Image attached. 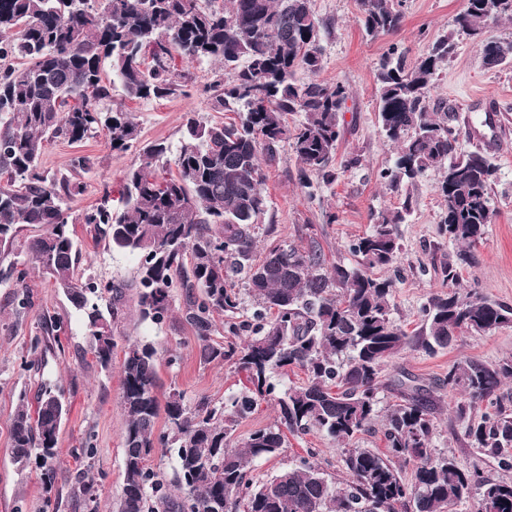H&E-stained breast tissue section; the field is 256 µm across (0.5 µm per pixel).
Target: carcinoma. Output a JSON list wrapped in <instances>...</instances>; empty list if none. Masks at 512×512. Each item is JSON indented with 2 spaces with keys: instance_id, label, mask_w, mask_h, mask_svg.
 <instances>
[{
  "instance_id": "obj_1",
  "label": "carcinoma",
  "mask_w": 512,
  "mask_h": 512,
  "mask_svg": "<svg viewBox=\"0 0 512 512\" xmlns=\"http://www.w3.org/2000/svg\"><path fill=\"white\" fill-rule=\"evenodd\" d=\"M357 4L368 35L400 28L403 0ZM503 20H512V0H467L454 30L424 57L409 65L393 46L379 64L380 128L398 150L380 177L396 189L437 172L441 233L458 245L440 262L443 290L428 299L423 325L410 336L391 318L397 278L383 275L399 259L402 212L373 214L369 231L348 244L353 266L329 262L312 236L303 248L273 240L257 251L256 225L267 210L264 169L279 162L284 147L296 157L303 187H311L312 172L334 177L347 91L320 78L327 25L312 0H0V264L13 276V301L29 306V271H41L80 314L91 353L108 369L117 346L112 325L125 315L128 288L139 321L160 324L179 284L201 359L228 361L253 381L224 404L191 407L176 390L162 402L156 348L126 339L118 512H457L472 497L473 512H512V480L483 479L432 446L441 403L434 390L459 391L464 398L453 413L467 422L470 447L512 469V401L498 395L512 378V356L496 363L460 358L436 387L405 373L381 383L383 367L406 350L431 356L467 334L512 326V305L460 285L472 247L495 219L497 167L463 147L455 113L430 111L435 77L457 38L480 46ZM179 58L219 66L210 110L234 117L212 123L188 114L173 153L163 142L142 143L134 114L107 101L117 89L131 100L185 92L190 77ZM100 130L116 150L138 148L137 162L121 180V208L112 207L108 190L73 218L67 201L79 186L39 159L50 139L78 143ZM79 224L95 243L137 260L133 283L77 277ZM238 276L252 299L249 321L237 317ZM215 313L225 315V333L245 331L246 341L215 342ZM294 369L305 379L276 398L275 421L236 437L237 422ZM382 388L394 397L386 407ZM67 412L61 387L48 380L33 404L20 393L13 413V459L35 461L48 485ZM313 431L341 447L344 480L330 478L312 449L272 478L254 479L256 463L281 456L288 436ZM370 432L381 434L384 449L359 443ZM158 454L174 460L172 476L151 465ZM408 465L409 480L402 473Z\"/></svg>"
}]
</instances>
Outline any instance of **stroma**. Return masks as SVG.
Instances as JSON below:
<instances>
[{
	"label": "stroma",
	"instance_id": "35a3bbf8",
	"mask_svg": "<svg viewBox=\"0 0 512 512\" xmlns=\"http://www.w3.org/2000/svg\"><path fill=\"white\" fill-rule=\"evenodd\" d=\"M465 3L466 0H406L401 27L396 32L371 37L362 26L357 0H313L316 15L329 25L322 39L320 76L343 84L348 94L339 117L336 177L330 182L314 179L312 193H305L299 182L298 162L288 148L282 151L276 166L264 171L263 189L268 202L264 226L274 227L277 240L298 246L306 245L309 237H316L328 258L347 264L354 261L347 243L369 229L373 213L405 211V220L398 226L402 250L391 316L410 333L421 325L423 305L440 291L436 268L455 245L439 233L445 202L436 191L434 173L394 191L379 177L384 168L393 166L396 150L380 131L376 73L389 45L406 49L412 61L423 55L432 40L452 31L453 19L463 11ZM184 69L191 76L188 94L149 101H131L115 94V103L134 113L143 141L177 147L189 112L223 121V113L211 111L202 93L214 79L212 66L188 63ZM431 105L455 112L461 143L467 149L486 153L498 168L491 192L496 218L474 246L475 261L463 268L461 284L512 304V65L486 68L474 40L460 37L455 56L435 82ZM77 154L89 156L94 167L76 177L81 190L69 202L75 215L97 204L104 188H117L123 172L137 160L136 149H112L108 134L103 131L78 144L57 141L47 145L40 165L49 172L66 174L71 158ZM352 158L357 164L351 168L347 162ZM329 211L336 213V223H327L325 214ZM81 248V275L104 284L134 277L133 258L94 245L87 236L82 237ZM29 284L31 306L23 310L12 302L11 280L0 278V512H87L83 497L76 493L84 477L92 483L98 512H115L123 481L120 366L126 337L141 336L156 346L160 357L159 397H167L176 389L191 405L202 398L224 402L235 392L238 376L230 363L201 360L196 336L184 320V288L173 289L172 312L162 324L139 322L135 309H128L114 327L117 346L112 353V367L105 370L93 358L85 326L66 297L41 273H31ZM47 314L61 322V331L44 323ZM57 333L64 338L63 350L34 351L35 341ZM172 352L179 356L173 365L167 362ZM510 355L512 328H505L489 336L459 338L433 356L403 353L384 368L382 377L388 380L404 371L435 382L460 357L495 362ZM33 361L43 363V370L30 369ZM45 377L59 382L69 408L59 434L55 482L49 487L36 465L20 468L10 448L17 396L23 391L35 396ZM454 399V394L443 395L445 407L436 420L435 447L452 454L462 469L478 470L490 479L512 480V470L501 468L496 459L466 445V424L455 419L448 409ZM80 448L92 451L86 461L78 459L76 451ZM310 448L329 462V471L336 480L344 479L338 465L340 450L316 432L292 440L283 456L258 463L255 477L268 479Z\"/></svg>",
	"mask_w": 512,
	"mask_h": 512
}]
</instances>
